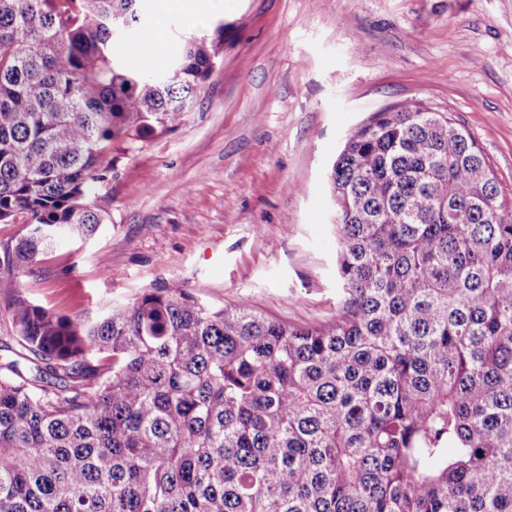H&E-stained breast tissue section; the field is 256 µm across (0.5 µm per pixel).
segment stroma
<instances>
[{"label": "stroma", "instance_id": "35a3bbf8", "mask_svg": "<svg viewBox=\"0 0 512 512\" xmlns=\"http://www.w3.org/2000/svg\"><path fill=\"white\" fill-rule=\"evenodd\" d=\"M224 26V52L175 131L118 152L106 216L33 270L30 302L92 323L178 282L215 305L324 324L336 315L329 174L347 135L418 99L457 119L512 206V0H238L189 20L144 0L122 39L166 65Z\"/></svg>", "mask_w": 512, "mask_h": 512}]
</instances>
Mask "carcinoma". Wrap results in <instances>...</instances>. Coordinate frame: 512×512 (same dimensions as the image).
I'll list each match as a JSON object with an SVG mask.
<instances>
[{
	"label": "carcinoma",
	"mask_w": 512,
	"mask_h": 512,
	"mask_svg": "<svg viewBox=\"0 0 512 512\" xmlns=\"http://www.w3.org/2000/svg\"><path fill=\"white\" fill-rule=\"evenodd\" d=\"M141 0H0V512H512V209L452 116L418 100L354 129L330 180L329 324L180 283L98 322L13 276L104 223L114 150L179 127L224 51L128 65ZM6 302L5 296L0 297V366L2 367H5L9 361L17 359L16 351H23L11 327Z\"/></svg>",
	"instance_id": "1"
}]
</instances>
